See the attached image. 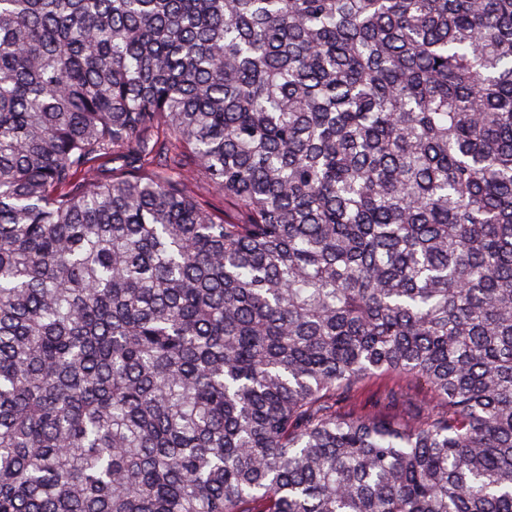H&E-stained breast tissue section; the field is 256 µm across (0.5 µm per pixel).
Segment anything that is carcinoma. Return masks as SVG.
<instances>
[{
	"instance_id": "carcinoma-1",
	"label": "carcinoma",
	"mask_w": 512,
	"mask_h": 512,
	"mask_svg": "<svg viewBox=\"0 0 512 512\" xmlns=\"http://www.w3.org/2000/svg\"><path fill=\"white\" fill-rule=\"evenodd\" d=\"M0 512H512V0H0ZM407 381L394 374L376 375L364 380L354 393L356 402L360 405H374L383 412L405 411L408 406L396 403L390 404L391 396L398 395Z\"/></svg>"
}]
</instances>
